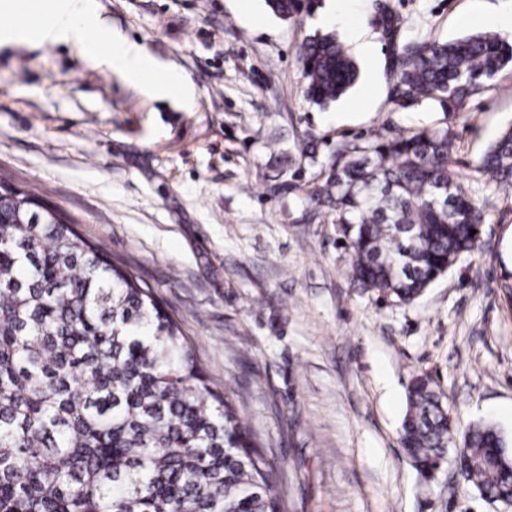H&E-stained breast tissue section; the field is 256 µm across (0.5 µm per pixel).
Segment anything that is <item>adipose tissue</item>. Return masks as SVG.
Listing matches in <instances>:
<instances>
[{
  "mask_svg": "<svg viewBox=\"0 0 512 512\" xmlns=\"http://www.w3.org/2000/svg\"><path fill=\"white\" fill-rule=\"evenodd\" d=\"M36 8L47 16L44 24L16 23L0 28V48L31 43H70L85 48L89 62L134 83L147 82L149 91L179 89L191 97L192 88L178 74L163 70L142 46L109 33L97 0H38ZM103 34L106 49L90 47L91 33Z\"/></svg>",
  "mask_w": 512,
  "mask_h": 512,
  "instance_id": "ef3b65f1",
  "label": "adipose tissue"
}]
</instances>
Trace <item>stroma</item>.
<instances>
[{
    "label": "stroma",
    "mask_w": 512,
    "mask_h": 512,
    "mask_svg": "<svg viewBox=\"0 0 512 512\" xmlns=\"http://www.w3.org/2000/svg\"><path fill=\"white\" fill-rule=\"evenodd\" d=\"M401 41L490 31L512 0H318L283 19L265 0H98L113 33L194 90L156 96L72 44L0 48V178L46 196L176 318L276 473L286 512H496L470 486L424 481L399 445L425 374L457 430L512 443V188L472 166L512 125V70L447 114L393 101L377 10ZM336 33L359 68L328 107L303 97L297 48ZM371 45L370 56L357 48ZM450 129L464 186L488 197L484 251L405 304L353 288L351 250L310 194L342 139Z\"/></svg>",
    "instance_id": "obj_1"
}]
</instances>
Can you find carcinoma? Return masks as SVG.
I'll return each instance as SVG.
<instances>
[{
  "label": "carcinoma",
  "mask_w": 512,
  "mask_h": 512,
  "mask_svg": "<svg viewBox=\"0 0 512 512\" xmlns=\"http://www.w3.org/2000/svg\"><path fill=\"white\" fill-rule=\"evenodd\" d=\"M276 15L312 0H267ZM382 35L401 108L428 100L459 112L512 68V41L494 33L396 44ZM305 97L326 106L358 80L332 34L298 49ZM447 128L336 143L311 198L351 238V279L408 303L482 251L487 200L465 191ZM472 171L512 187V126ZM400 444L436 479L512 507V448L488 423L462 438L426 375L408 388ZM271 467L227 393L211 383L178 323L38 196L0 179V512H283Z\"/></svg>",
  "instance_id": "1"
}]
</instances>
